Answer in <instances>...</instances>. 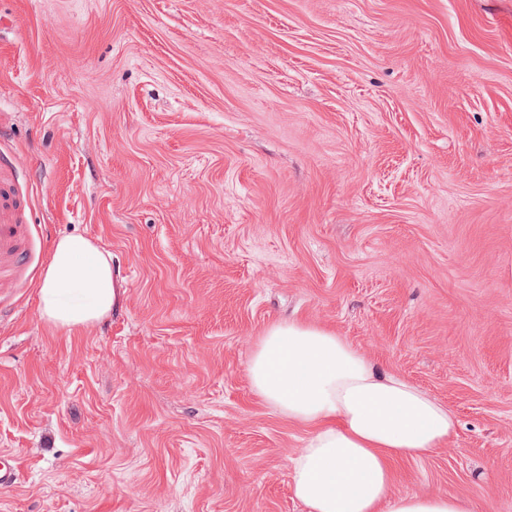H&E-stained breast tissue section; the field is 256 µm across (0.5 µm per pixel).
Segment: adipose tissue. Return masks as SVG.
<instances>
[{
    "instance_id": "ef3b65f1",
    "label": "adipose tissue",
    "mask_w": 512,
    "mask_h": 512,
    "mask_svg": "<svg viewBox=\"0 0 512 512\" xmlns=\"http://www.w3.org/2000/svg\"><path fill=\"white\" fill-rule=\"evenodd\" d=\"M116 300L107 252L80 234L54 242L38 290L43 319L71 333L107 316ZM247 374L265 403L308 430L291 460L293 494L306 512H478L464 498L394 492L395 463L447 446L458 420L334 330L270 324Z\"/></svg>"
}]
</instances>
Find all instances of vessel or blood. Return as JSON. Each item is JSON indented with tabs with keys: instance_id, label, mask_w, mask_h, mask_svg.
Here are the masks:
<instances>
[{
	"instance_id": "b4317fda",
	"label": "vessel or blood",
	"mask_w": 512,
	"mask_h": 512,
	"mask_svg": "<svg viewBox=\"0 0 512 512\" xmlns=\"http://www.w3.org/2000/svg\"><path fill=\"white\" fill-rule=\"evenodd\" d=\"M13 171L0 163V288L9 284L28 260V224Z\"/></svg>"
}]
</instances>
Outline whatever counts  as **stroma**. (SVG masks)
<instances>
[{
	"mask_svg": "<svg viewBox=\"0 0 512 512\" xmlns=\"http://www.w3.org/2000/svg\"><path fill=\"white\" fill-rule=\"evenodd\" d=\"M0 153V512H304L247 377L295 318L455 411L397 491L512 512V0H0ZM74 233L120 297L70 334ZM18 180L0 161V288H5L28 260V227ZM117 300L112 259L90 238L56 240L38 290L40 315L68 333L107 316Z\"/></svg>",
	"mask_w": 512,
	"mask_h": 512,
	"instance_id": "1",
	"label": "stroma"
}]
</instances>
